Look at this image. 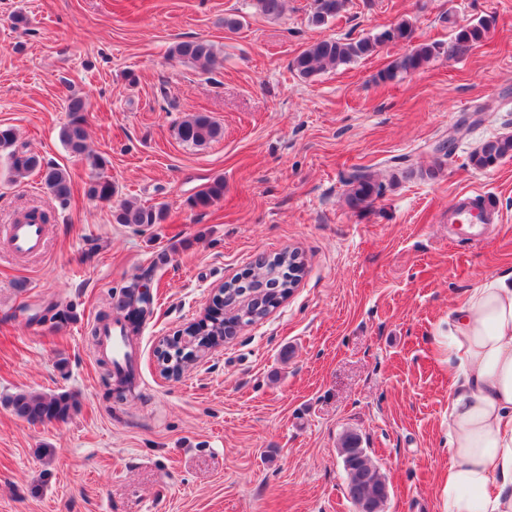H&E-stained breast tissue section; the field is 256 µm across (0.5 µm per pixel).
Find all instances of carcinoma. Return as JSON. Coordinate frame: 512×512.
<instances>
[{
    "label": "carcinoma",
    "mask_w": 512,
    "mask_h": 512,
    "mask_svg": "<svg viewBox=\"0 0 512 512\" xmlns=\"http://www.w3.org/2000/svg\"><path fill=\"white\" fill-rule=\"evenodd\" d=\"M285 0H253L256 11L268 18L281 15ZM346 0H312L310 21L315 26H322L336 17L345 7ZM493 16L483 17L456 27L453 42L457 47H471L484 41L486 35L495 26ZM413 25L402 19L379 32L354 38L321 39L309 44L293 61V69L303 79H311L326 68L348 64L354 60L373 55L385 44L410 43L409 53L395 61L379 74L382 81L394 79L400 72H414L421 69L441 53L442 44L413 43ZM173 57L197 65L205 72H212L218 65V55L212 43L205 40H186L174 43L170 48ZM87 111V103L81 97H72L68 102L69 121L59 131V139L64 147L75 157L88 163L92 175L85 183L84 192L93 200L110 201L117 193L112 180L105 175L108 159L92 152L86 143V131L82 113ZM178 139L186 144L203 146L217 140L222 135V128L210 116L198 112L186 116L177 126ZM0 149L7 152L10 169L14 175L22 177L30 172H38L45 188L62 204L68 203L72 194V181L67 170L43 163L39 155L29 151L24 144H17V135L12 127L0 126ZM512 155V135L503 136L485 142L471 157V163L478 168L492 166L498 160ZM348 186L346 202L352 208L368 203L379 195L380 183L364 167L354 169L346 180ZM224 197V180L215 179L204 185L193 197L192 205L196 208H208ZM117 224L151 225L160 224L165 218L161 206H144L125 200L112 212ZM293 270L296 277H301L302 265L293 252L283 251L271 258H262L250 266L244 277L236 278L224 284L222 306L209 312L196 324L195 333L200 339L213 336L219 339L228 337L238 323L235 311L239 307L247 308L254 319L263 318L279 298L288 293V270ZM135 283L126 286L113 305L115 317H125L130 312L147 313L151 302L135 295ZM15 414L31 422H46L66 418L75 402L67 393L45 395L19 393L10 399ZM358 437L348 434L339 448L343 457L346 473V490L351 502L357 496L352 483L357 475L364 477V491L371 509L382 512L386 502L384 493L386 479L377 470L368 454H356Z\"/></svg>",
    "instance_id": "cac0c4a2"
}]
</instances>
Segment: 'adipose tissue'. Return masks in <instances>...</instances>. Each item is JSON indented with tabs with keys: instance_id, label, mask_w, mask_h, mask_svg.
Segmentation results:
<instances>
[{
	"instance_id": "adipose-tissue-1",
	"label": "adipose tissue",
	"mask_w": 512,
	"mask_h": 512,
	"mask_svg": "<svg viewBox=\"0 0 512 512\" xmlns=\"http://www.w3.org/2000/svg\"><path fill=\"white\" fill-rule=\"evenodd\" d=\"M434 342L452 374L440 512H512V273L469 290Z\"/></svg>"
}]
</instances>
